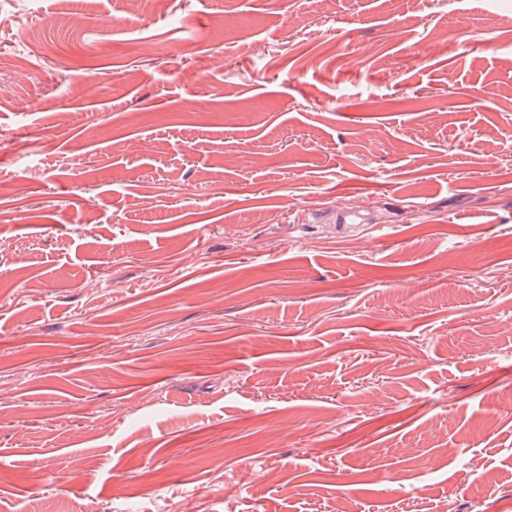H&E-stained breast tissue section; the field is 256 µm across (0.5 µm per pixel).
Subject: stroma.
Masks as SVG:
<instances>
[{"instance_id": "35a3bbf8", "label": "stroma", "mask_w": 512, "mask_h": 512, "mask_svg": "<svg viewBox=\"0 0 512 512\" xmlns=\"http://www.w3.org/2000/svg\"><path fill=\"white\" fill-rule=\"evenodd\" d=\"M506 267L512 0H0V512H512Z\"/></svg>"}]
</instances>
